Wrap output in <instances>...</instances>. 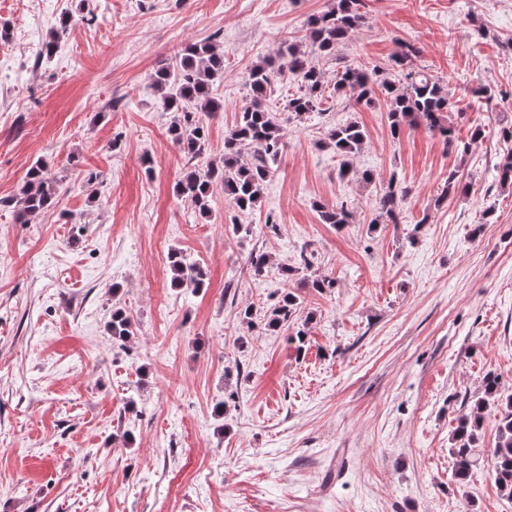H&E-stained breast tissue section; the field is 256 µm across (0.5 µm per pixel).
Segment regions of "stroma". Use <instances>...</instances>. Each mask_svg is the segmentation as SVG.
Listing matches in <instances>:
<instances>
[{
    "label": "stroma",
    "instance_id": "35a3bbf8",
    "mask_svg": "<svg viewBox=\"0 0 512 512\" xmlns=\"http://www.w3.org/2000/svg\"><path fill=\"white\" fill-rule=\"evenodd\" d=\"M331 5L0 0V512H512L494 479V408L465 482L449 453L487 374L512 393V186L497 174L512 149V0H362L351 39L308 56L331 83L347 66L395 80L410 44L413 67L445 86L456 147L422 125L392 138L381 95L365 107L329 89L295 116L287 74L268 102L286 147L260 206L235 211L218 184L205 221L175 194L193 162L153 71L218 35L224 109L202 159H219L248 69L283 39L306 42L307 19ZM350 121L367 139L348 181L326 140ZM38 161L59 202L21 224L10 201ZM452 171L464 189L446 196ZM393 174L409 195L378 225ZM320 203L346 204L351 222L321 223ZM173 248L200 263L204 288L172 287ZM254 253L270 258L259 275ZM310 272L334 288H307ZM286 290L311 318L300 351L265 326ZM116 305L133 321L123 347L107 331Z\"/></svg>",
    "mask_w": 512,
    "mask_h": 512
}]
</instances>
